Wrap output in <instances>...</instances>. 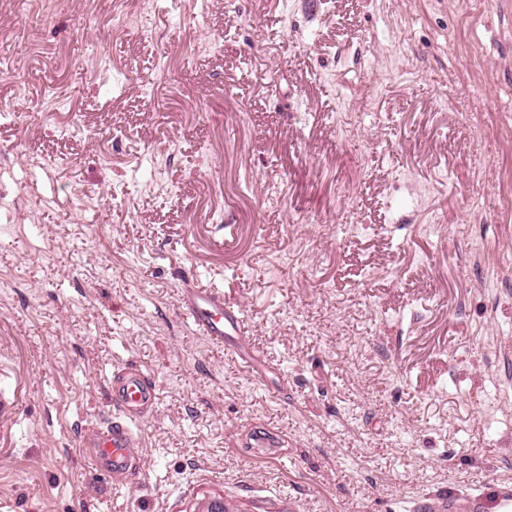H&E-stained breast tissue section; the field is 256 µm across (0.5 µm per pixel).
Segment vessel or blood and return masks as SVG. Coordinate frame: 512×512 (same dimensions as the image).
Wrapping results in <instances>:
<instances>
[{"instance_id":"1","label":"vessel or blood","mask_w":512,"mask_h":512,"mask_svg":"<svg viewBox=\"0 0 512 512\" xmlns=\"http://www.w3.org/2000/svg\"><path fill=\"white\" fill-rule=\"evenodd\" d=\"M178 305L181 316L196 332L213 345L231 350L243 362L253 363L252 351L244 336L245 320L222 290L185 286ZM109 391L115 417L107 426L87 434L80 445L87 448L92 468L108 475L113 484L132 485L139 482L144 466L133 425L153 412L159 391L154 378L134 361H125L116 367ZM249 439L259 454L277 456L281 453L283 439L278 432L256 428L250 432Z\"/></svg>"}]
</instances>
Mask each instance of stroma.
Wrapping results in <instances>:
<instances>
[{
  "mask_svg": "<svg viewBox=\"0 0 512 512\" xmlns=\"http://www.w3.org/2000/svg\"><path fill=\"white\" fill-rule=\"evenodd\" d=\"M0 54V512H497L512 0H0ZM127 360L159 402L116 486L79 443ZM178 305L181 316L196 332L213 345L231 350L259 375L254 367L252 351L245 340V320L240 309L224 298V291L194 288L187 283L181 290ZM246 444L250 448H256V452L261 455L279 456L281 453L283 438L278 432L266 429L255 428L248 437ZM253 441V442H251ZM416 510H418L417 512H447L454 510L478 512L480 510V499L478 496L467 497L466 502L456 508L455 500L448 501V496H445L436 501H422L418 504Z\"/></svg>",
  "mask_w": 512,
  "mask_h": 512,
  "instance_id": "obj_1",
  "label": "stroma"
}]
</instances>
